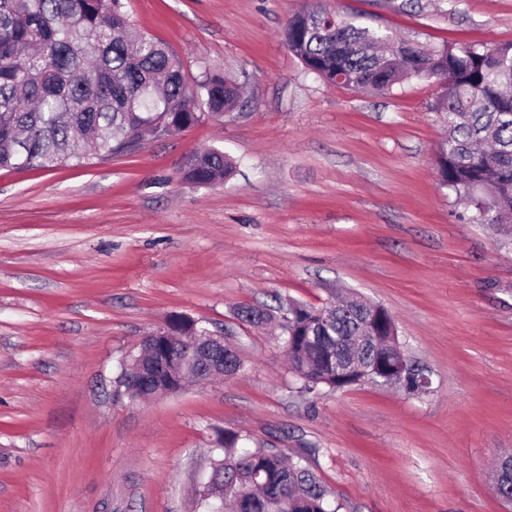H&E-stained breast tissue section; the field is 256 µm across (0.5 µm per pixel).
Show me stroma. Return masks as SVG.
Here are the masks:
<instances>
[{
  "label": "stroma",
  "instance_id": "obj_1",
  "mask_svg": "<svg viewBox=\"0 0 512 512\" xmlns=\"http://www.w3.org/2000/svg\"><path fill=\"white\" fill-rule=\"evenodd\" d=\"M188 81L234 74L247 114L137 152L0 170V512H199L215 432L304 457L339 512H512V247L463 220L436 166L442 82L386 94L307 72L282 31L315 0H122ZM427 48L512 43V0H326ZM216 148L236 170L183 180ZM352 290L394 319L428 393H300L279 329L236 309ZM233 345L236 375L134 401L120 363L171 316ZM181 171L183 179L190 183L220 185L233 171V162L219 150L194 151L184 159ZM495 490L505 502H512V457H506L499 463Z\"/></svg>",
  "mask_w": 512,
  "mask_h": 512
}]
</instances>
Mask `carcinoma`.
Returning a JSON list of instances; mask_svg holds the SVG:
<instances>
[{
  "label": "carcinoma",
  "instance_id": "carcinoma-1",
  "mask_svg": "<svg viewBox=\"0 0 512 512\" xmlns=\"http://www.w3.org/2000/svg\"><path fill=\"white\" fill-rule=\"evenodd\" d=\"M284 35L308 72L348 89L386 93L410 78L443 81L435 103L448 127L436 154L441 184L469 222L512 224V43L424 49L319 3L292 14ZM243 105L232 76L207 73L189 86L166 43L131 30L121 0H0V169L128 155L146 136L167 139ZM181 171L190 183L220 185L233 162L219 150L194 151ZM236 315L249 324L273 319L251 306ZM280 328L292 339L286 352L303 392L359 383L378 366L391 385L420 393L424 369L408 359L398 369L393 318L356 295L329 307L291 301ZM242 440L224 431L212 484L202 483L206 512H338L302 460ZM495 490L512 502V457L499 463Z\"/></svg>",
  "mask_w": 512,
  "mask_h": 512
}]
</instances>
